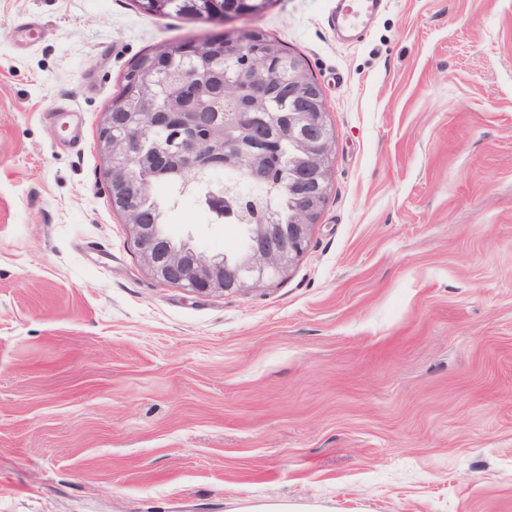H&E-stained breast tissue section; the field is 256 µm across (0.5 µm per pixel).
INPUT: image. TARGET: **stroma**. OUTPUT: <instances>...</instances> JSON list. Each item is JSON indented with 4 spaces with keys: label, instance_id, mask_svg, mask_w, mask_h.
Returning a JSON list of instances; mask_svg holds the SVG:
<instances>
[{
    "label": "stroma",
    "instance_id": "35a3bbf8",
    "mask_svg": "<svg viewBox=\"0 0 512 512\" xmlns=\"http://www.w3.org/2000/svg\"><path fill=\"white\" fill-rule=\"evenodd\" d=\"M335 6L236 22L305 57L336 140L304 253L219 295L153 278L96 148L133 61L210 26L0 0V512H512V0H386L358 43Z\"/></svg>",
    "mask_w": 512,
    "mask_h": 512
}]
</instances>
